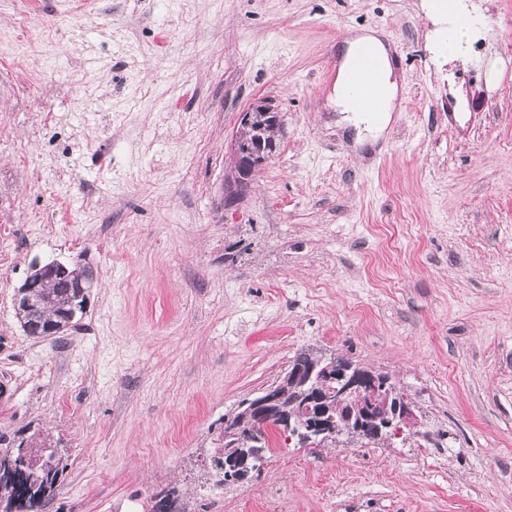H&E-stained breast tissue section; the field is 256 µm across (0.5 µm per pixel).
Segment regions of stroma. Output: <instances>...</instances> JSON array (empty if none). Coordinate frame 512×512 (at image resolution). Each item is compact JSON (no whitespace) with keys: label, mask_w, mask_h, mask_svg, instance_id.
<instances>
[{"label":"stroma","mask_w":512,"mask_h":512,"mask_svg":"<svg viewBox=\"0 0 512 512\" xmlns=\"http://www.w3.org/2000/svg\"><path fill=\"white\" fill-rule=\"evenodd\" d=\"M0 0V433L69 455L47 512H512V0ZM388 43L401 106L358 142L338 47ZM277 154L224 208L253 99ZM87 257L80 329L32 338L36 263ZM389 372L419 436L275 449L214 486L224 415L298 352ZM462 1L464 0H433V10L439 14L448 15L453 22L446 39L442 42V51L456 52L470 34L471 30L464 14Z\"/></svg>","instance_id":"35a3bbf8"}]
</instances>
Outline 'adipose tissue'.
Segmentation results:
<instances>
[{
  "label": "adipose tissue",
  "mask_w": 512,
  "mask_h": 512,
  "mask_svg": "<svg viewBox=\"0 0 512 512\" xmlns=\"http://www.w3.org/2000/svg\"><path fill=\"white\" fill-rule=\"evenodd\" d=\"M375 46L380 58L384 61L383 76L377 92L376 107H364L356 94V90L364 82L352 65L353 59L364 45ZM390 50L376 31L365 30L348 36L341 49L338 59L336 80L333 86L332 102L337 111L346 113L349 122L364 127L372 137H379L387 128L392 112L400 107V86L389 62Z\"/></svg>",
  "instance_id": "ef3b65f1"
}]
</instances>
